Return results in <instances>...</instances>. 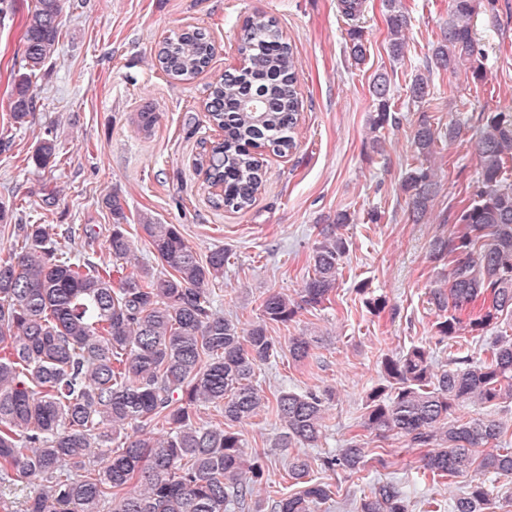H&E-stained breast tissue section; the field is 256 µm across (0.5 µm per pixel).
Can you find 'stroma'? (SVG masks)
<instances>
[{"mask_svg": "<svg viewBox=\"0 0 512 512\" xmlns=\"http://www.w3.org/2000/svg\"><path fill=\"white\" fill-rule=\"evenodd\" d=\"M412 18L403 59L388 52V27L382 0H361L355 17L340 0H68L54 56L33 80L36 109L24 128L10 119L13 78L23 64L24 22L32 0H16L14 11L0 15V202L15 208L14 223L34 220L73 227V249L93 260H109L106 249L114 219L104 200H124L134 250L153 262L139 217L149 214L179 225L199 257L216 247L230 255L224 278L215 283L217 305L225 316L248 326L260 315V298L271 290L297 296L308 277L312 250L321 228L337 212L355 214L343 227L349 251L332 303L300 310L288 326L273 325L271 336L314 340L309 358H288L266 365L258 380L267 393L332 387L336 399L326 412V437L310 456L343 447L364 411L366 395L382 382L380 360L411 345L431 342L434 363L482 357L497 329L435 342L437 313L427 302L440 268L428 258L429 244L452 230L458 202L477 178L474 145L478 115L512 104V0H481L471 27L483 53L484 82L437 67L433 43L448 19V0H401ZM265 14L276 21L299 60L301 100L296 147L279 156L265 153L264 183L255 202L234 212L214 205L216 192L197 165L205 148L223 139L208 123L209 85L224 71L240 67L243 24ZM364 28L370 52L353 65L345 49L351 25ZM206 31L215 44L209 67L195 79L177 82L160 68L162 40L184 29ZM391 80V111L380 151L370 141L375 103L369 85L375 73ZM427 78L430 106L409 103L407 85L415 74ZM151 106L159 121L151 134L138 131L135 115ZM438 128L463 124L460 138L448 143L437 168L438 193L420 223L409 217L399 190L413 152L420 119ZM53 136L59 149L56 167L37 170L28 158L37 140ZM58 190V202L43 210L41 199ZM378 223H368L369 212ZM367 284L359 293V284ZM385 299L372 314L366 297ZM389 468L328 476L334 491L325 512H356L364 490L380 480L408 485L410 512H419L423 495L450 504L477 477L468 469L430 488L414 482L420 452L401 436L380 440Z\"/></svg>", "mask_w": 512, "mask_h": 512, "instance_id": "35a3bbf8", "label": "stroma"}]
</instances>
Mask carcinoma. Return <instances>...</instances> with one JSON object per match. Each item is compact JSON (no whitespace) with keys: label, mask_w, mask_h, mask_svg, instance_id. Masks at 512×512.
<instances>
[{"label":"carcinoma","mask_w":512,"mask_h":512,"mask_svg":"<svg viewBox=\"0 0 512 512\" xmlns=\"http://www.w3.org/2000/svg\"><path fill=\"white\" fill-rule=\"evenodd\" d=\"M478 0H448V23L432 47L434 63L473 80L486 79L471 28ZM388 49L404 57L411 17L397 0H383ZM64 0H35L24 30V64L14 81L11 119L29 123L35 100L32 78L56 52ZM346 47L355 64L367 58L368 39L353 26ZM247 66L210 85L207 121L224 131L222 141L200 162L206 181L222 187L214 205L249 208L263 184L261 156L294 147L300 100L298 60L275 21L248 17L240 46ZM215 47L199 29L163 44L158 61L165 74L190 81L210 64ZM373 131L392 122L386 75L372 84ZM428 81L417 74L409 101L427 102ZM158 113H136L149 134ZM475 143L480 170L470 195L455 215L453 230L431 244L429 258L448 266L444 282L429 290L439 312V340L461 332H483L512 319V106L480 113ZM461 128L441 131L423 118L413 133L412 162L400 182L415 221L427 215L436 196L432 160L437 145L456 140ZM55 139H40L28 161L37 169L54 166ZM117 222L107 240L109 262H95L66 248L71 231L48 224H12V210L0 203V227L22 239L20 248L0 250V508L5 512H318L331 499V485L313 469L348 476L372 462L367 436L400 435L411 448H424L417 474L431 483L473 465L486 475L512 474V445L505 422L486 417L450 418L463 404L512 402V339L501 337L485 357L450 360L437 371L433 353L415 344L381 360L384 383L366 396L360 430L339 453L288 456V481L299 490L280 499L255 494L264 480L265 459L274 451L316 448L326 435L330 389L283 388L268 396L257 374L281 356V342L268 325L293 321L298 310L333 300L349 242L339 229L354 221L347 212L321 230L299 299L272 290L262 297L258 321L244 328L216 309L212 285L224 278L228 254L197 256L177 224H158L143 215L140 227L160 268L133 253L124 203L105 199ZM305 336L288 339V355L301 363L310 355ZM271 411L283 428L270 449L247 453L243 424ZM26 494L20 508L7 493ZM112 504L105 510V504ZM490 493L481 485L457 496L451 512H491ZM357 512H409L402 484L378 482L360 498Z\"/></svg>","instance_id":"carcinoma-1"}]
</instances>
